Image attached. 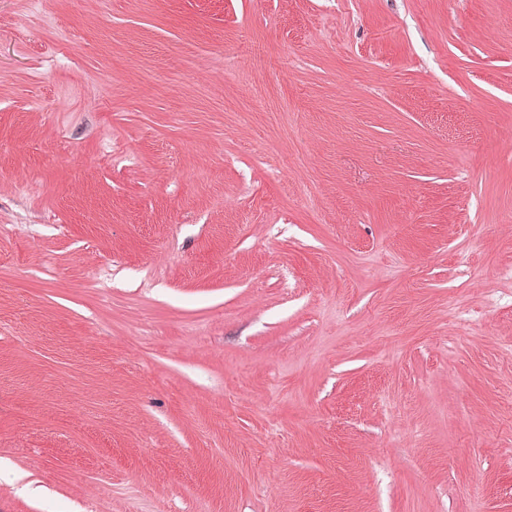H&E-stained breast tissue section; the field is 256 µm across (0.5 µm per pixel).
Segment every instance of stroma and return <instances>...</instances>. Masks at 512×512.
<instances>
[{
  "label": "stroma",
  "mask_w": 512,
  "mask_h": 512,
  "mask_svg": "<svg viewBox=\"0 0 512 512\" xmlns=\"http://www.w3.org/2000/svg\"><path fill=\"white\" fill-rule=\"evenodd\" d=\"M511 385L512 0H0V512H512Z\"/></svg>",
  "instance_id": "35a3bbf8"
}]
</instances>
